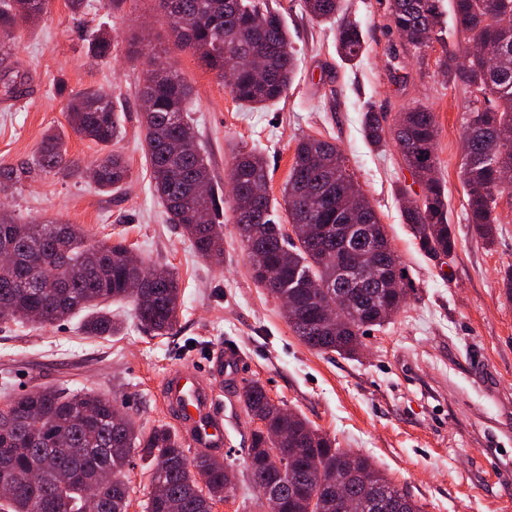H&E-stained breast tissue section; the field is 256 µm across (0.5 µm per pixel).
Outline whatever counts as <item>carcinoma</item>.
<instances>
[{"label": "carcinoma", "mask_w": 512, "mask_h": 512, "mask_svg": "<svg viewBox=\"0 0 512 512\" xmlns=\"http://www.w3.org/2000/svg\"><path fill=\"white\" fill-rule=\"evenodd\" d=\"M48 2L0 0V81L7 94L15 90L14 81L7 78L16 52L14 32L41 18ZM153 2L174 45L197 56L221 81L234 58L264 56L263 75L241 68L230 83L241 105L265 109L286 94L297 67L296 51L281 15L268 0ZM302 9L314 19L331 21L342 11V0H302ZM385 11L389 26L420 52L445 43L442 16L448 12L469 41L501 58V65L490 69L484 56L474 54L461 69L455 64L459 53L445 47L440 59L448 81L483 93L467 101L460 176L468 197L466 221L490 243L499 200L505 194L512 197V184L501 181V167H512V0H385ZM335 40L346 61H356L365 52L362 33L353 21L336 27ZM128 46L145 66L138 97L154 192L170 223L182 228L198 255L210 259L224 251V190L213 183L208 158L186 117L192 88L171 65L153 69L159 55L140 34L133 33ZM113 48L105 34L94 35L88 43L91 57L100 62L112 57ZM385 122V113L367 107L362 113L365 138L379 147L392 135L406 168L422 185V194L402 205L404 223L425 252L454 254L444 185L426 178L436 161L434 112L418 103L405 109L393 128L386 129ZM68 123L75 134L106 148L122 135L112 95L99 88L75 95ZM92 169V182L102 192H120L130 178L125 160L112 150ZM37 171L83 179L87 168L69 157L64 134L51 132L32 162L0 163V195L11 194ZM231 177L238 183V195L229 198L230 208L248 213L247 220H236L240 242L246 250L263 246L253 280L294 303L293 310L285 312L286 320L306 346L356 355L360 336L387 323L405 304L406 293L402 287L386 290L368 281L345 280L341 261L350 257L370 262L400 282L406 275L394 252L380 250L374 235L362 228L373 224L385 235L362 192H357L360 217L349 239L336 238L334 226L345 223L341 204L354 186L341 150L328 140L301 139L282 190L288 223L297 230L304 224L320 229L313 244L286 238L270 195H252L253 187L267 182L260 154L238 152ZM202 185L207 190L199 194L196 188ZM0 243L15 257L10 265L0 264V324L24 322L32 314L42 325L81 316L80 331L85 335L114 336L123 326L112 316L110 304L122 300L134 303L135 318L156 336L169 334L178 322L181 289L176 274L167 271L159 280L148 279L151 268L134 266L122 239L91 242L71 224L21 222L1 208ZM340 294L353 301L347 305L346 321L330 325L322 308ZM239 398L247 415L263 418L267 426L265 433H252L248 456L258 463L248 467L250 485L262 498L269 488H277L283 512H333L327 487L338 480L345 495L363 503L362 512H423L367 457L336 447V440L296 412L269 409L260 382L245 383ZM3 411L7 416L0 420V456H8L11 467L0 473V480L12 481L15 489L0 498V512H88L87 486L102 471L112 474V481L101 484L95 512H128L127 471L135 451L147 461L149 473L145 512H212L211 501L236 496V487L225 488L224 465L188 459L181 437L166 424L146 431L127 415L115 418L118 409L112 401L92 390L40 388L5 398ZM282 448L296 449L284 472L279 467ZM31 468L39 470L35 483L23 479Z\"/></svg>", "instance_id": "1"}]
</instances>
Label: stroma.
I'll list each match as a JSON object with an SVG mask.
<instances>
[{
  "label": "stroma",
  "instance_id": "1",
  "mask_svg": "<svg viewBox=\"0 0 512 512\" xmlns=\"http://www.w3.org/2000/svg\"><path fill=\"white\" fill-rule=\"evenodd\" d=\"M283 15L299 52V68L283 99L267 109L241 106L227 84L191 52L175 47L152 0H121L114 9L72 14L66 0L22 32L15 56V94L0 93V161H31L47 130L63 132L70 157L88 165L104 156L68 124L73 94L88 87L119 101L123 137L114 149L131 180L119 194L87 179L35 176L6 201L22 220H56L91 240L123 238L149 267L172 270L182 307L170 335L137 326L132 303L120 312L123 335L86 336L77 320L53 325H0V390L20 396L40 387L90 389L109 397L137 426L177 427L162 403L169 373L198 365L218 348L234 347L238 378L218 382L219 406L230 416L226 446L215 454L236 476L235 499L214 512H267L248 487L247 449L253 423L239 403L244 381H260L281 407L306 417L339 448L368 457L423 512H512V299L502 271L512 264V198L499 202L500 224L485 245L465 220L460 179L462 126L468 90L448 82L437 66L440 45L416 52L389 28L378 0H344L345 19L357 22L366 52L347 64L336 53V25L312 19L301 0H270ZM149 25L156 53L193 88L192 117L210 172L226 184L239 149L262 152L268 193L281 199L299 139L336 143L354 180L372 202L408 276L405 306L363 338L358 358L309 348L289 327L279 300L256 284L250 260L224 212V254L200 257L151 189L150 166L137 90L140 61L128 59L127 40ZM115 45L109 62L87 54L94 31ZM398 52L401 73L390 75ZM422 103L438 128L436 175L448 189V222L456 254L448 263L421 250L404 224L397 185L419 192L394 143L371 147L361 113L374 105L394 126L400 112Z\"/></svg>",
  "mask_w": 512,
  "mask_h": 512
}]
</instances>
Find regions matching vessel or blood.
Returning a JSON list of instances; mask_svg holds the SVG:
<instances>
[{
  "instance_id": "b4317fda",
  "label": "vessel or blood",
  "mask_w": 512,
  "mask_h": 512,
  "mask_svg": "<svg viewBox=\"0 0 512 512\" xmlns=\"http://www.w3.org/2000/svg\"><path fill=\"white\" fill-rule=\"evenodd\" d=\"M237 359L234 350L212 354L199 366L184 368L169 375L164 383V398L180 418L185 438L197 448H220L228 433L224 415L217 409L214 383L224 377L225 366Z\"/></svg>"
}]
</instances>
